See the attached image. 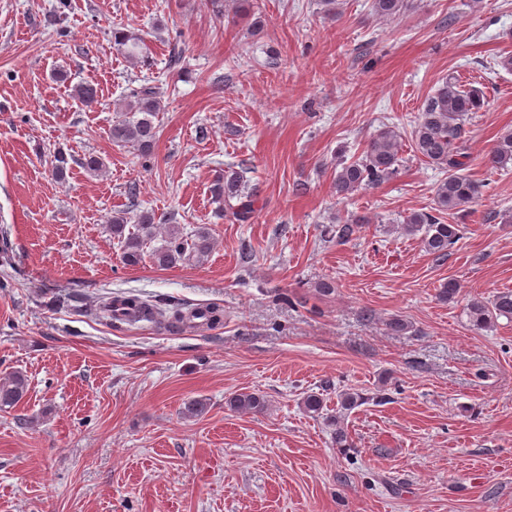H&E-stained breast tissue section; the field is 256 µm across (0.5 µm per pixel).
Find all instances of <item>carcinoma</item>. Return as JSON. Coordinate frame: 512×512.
I'll use <instances>...</instances> for the list:
<instances>
[{
    "mask_svg": "<svg viewBox=\"0 0 512 512\" xmlns=\"http://www.w3.org/2000/svg\"><path fill=\"white\" fill-rule=\"evenodd\" d=\"M409 0H372L371 11L380 19L395 18L408 10ZM114 49L133 64L151 65L149 56L143 51L141 38L127 30H116L112 35ZM75 97L90 106L98 102V90L91 83H82L74 89ZM484 104L483 95L476 89H464L455 76L448 79L427 98L413 127V143L417 154L429 162L448 170V178L442 180L435 190V207L429 212H414L408 216L401 230L411 235H420L425 252L439 258L448 257V252L461 239L458 224H446L441 214L459 211L474 203L480 194V185L462 173L467 167L468 155L462 145L463 126L471 112L479 111ZM162 110L158 91L151 86H141L129 92L128 100L119 111L121 115L112 123L109 138L119 146L130 145L143 156L152 154L158 126L155 123ZM399 135L391 126H383L368 142L362 156L354 161L341 162L334 182L336 194L348 195L363 186L379 185L394 176L400 166ZM486 162L493 168L512 163V132L499 137L486 154ZM84 171L99 176L106 169L104 159L96 154L83 156L79 161ZM214 201L224 202L228 214L241 223L247 222L255 209L257 190L246 185L243 175L228 170L216 176L212 187ZM128 217L123 212L112 215V235L124 240L122 261L128 266H137L144 260V247L157 230L155 213L143 210L136 214L137 224L127 227ZM358 229L356 224H338L323 229L327 239L340 241L350 239ZM214 249V240L205 227L186 232L178 224L167 226L166 245L150 254L151 262L161 268L179 263L202 265L208 261ZM101 309L109 322H128L130 312L137 311L145 318L154 315L166 316L165 310L151 305L137 296L110 298L102 302ZM205 325L212 327L221 322L222 314L216 306H205ZM199 308L187 312L173 311L176 323H193ZM468 323L481 330L491 328L500 318L512 320V290L502 291L489 301L475 297L466 308ZM29 384L25 374L15 371L0 380V410L17 407L28 393ZM366 401L358 391L342 390L337 394L339 415L336 416V447L350 448L344 417L348 411ZM227 404L231 410L241 414L262 413L267 410V400L256 392L232 394Z\"/></svg>",
    "mask_w": 512,
    "mask_h": 512,
    "instance_id": "carcinoma-1",
    "label": "carcinoma"
}]
</instances>
